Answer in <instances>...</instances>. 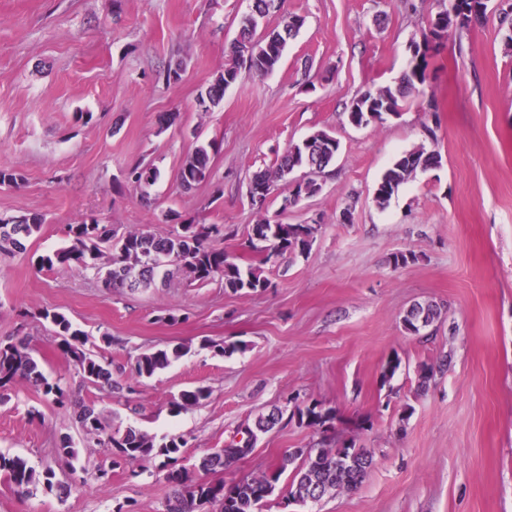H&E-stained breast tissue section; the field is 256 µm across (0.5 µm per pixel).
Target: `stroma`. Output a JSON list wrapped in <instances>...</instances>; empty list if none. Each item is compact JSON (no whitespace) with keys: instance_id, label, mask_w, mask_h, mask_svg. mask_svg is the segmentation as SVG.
<instances>
[{"instance_id":"35a3bbf8","label":"stroma","mask_w":512,"mask_h":512,"mask_svg":"<svg viewBox=\"0 0 512 512\" xmlns=\"http://www.w3.org/2000/svg\"><path fill=\"white\" fill-rule=\"evenodd\" d=\"M448 4L281 0L267 25L289 13L305 24L279 66L243 76L204 112L197 97L223 71L250 0H0V163L24 176L20 187H0V214L45 219L24 252L0 254V339L26 337L44 375L65 377L112 428L133 426L159 443L183 437L188 463L272 409L310 399L334 408L331 441L353 440L373 464L356 491L292 512H512V27L503 21L512 0H490L482 22L449 37L401 117L348 120L355 96L407 69L410 44ZM177 60L179 82L157 79ZM319 129L339 140L336 160L298 175L316 177L320 192L287 207L278 182L266 215L321 227L305 254L263 265L266 290L233 293L176 275L107 292L74 265L36 267L63 247L65 225L93 217L120 234L164 236L171 210L223 225L217 247L257 263L250 175ZM201 141L216 146L211 172L186 192L179 170ZM420 146L440 155V167L378 206L383 173ZM139 162L159 172L149 207L126 179ZM407 250L416 262L394 267ZM427 301L443 305L440 322L405 332L407 308ZM46 308L90 342L111 336L112 389L82 382L40 317ZM224 342L244 349L214 355L211 344ZM179 345L183 355L152 378L133 385L121 372L145 350ZM395 355L401 366L382 383ZM443 361L447 370L420 384V365ZM198 387L209 393L203 404L175 411L174 398ZM67 436L80 437L74 408L27 383L0 392V454L55 473L53 488L24 495L0 474V512H162L171 486L156 462L115 468L107 450L85 446L66 459L58 448ZM321 438L282 418L224 479L262 474ZM99 466L111 468L109 483L95 479Z\"/></svg>"}]
</instances>
